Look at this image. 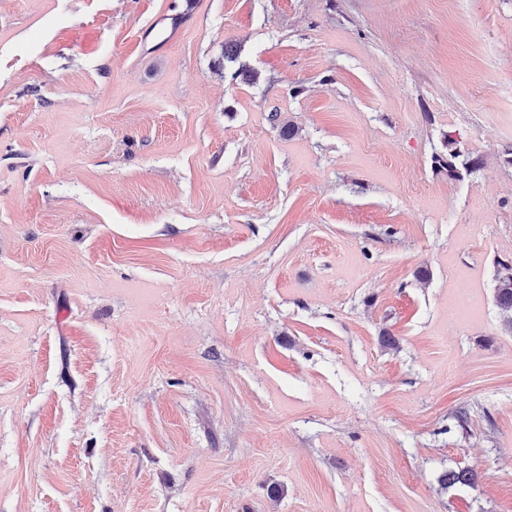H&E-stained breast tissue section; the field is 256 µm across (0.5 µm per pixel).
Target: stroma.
I'll return each instance as SVG.
<instances>
[{
    "label": "stroma",
    "instance_id": "stroma-1",
    "mask_svg": "<svg viewBox=\"0 0 512 512\" xmlns=\"http://www.w3.org/2000/svg\"><path fill=\"white\" fill-rule=\"evenodd\" d=\"M511 256L512 0H0V512H512ZM454 144L453 141H448L447 139L445 146L448 149V153L435 156L434 162L437 166L446 170L449 178L461 177V170L471 173L478 169L480 161L465 155L460 149L454 147ZM494 299L504 330L512 333V258L499 260L494 271Z\"/></svg>",
    "mask_w": 512,
    "mask_h": 512
}]
</instances>
